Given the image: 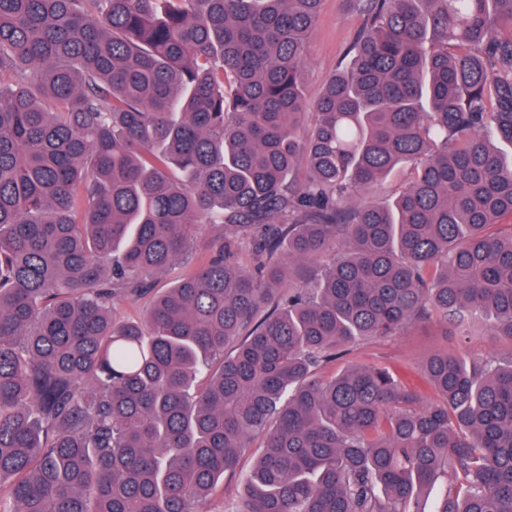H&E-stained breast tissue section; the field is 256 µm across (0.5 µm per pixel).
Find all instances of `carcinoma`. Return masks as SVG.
<instances>
[{
  "instance_id": "cac0c4a2",
  "label": "carcinoma",
  "mask_w": 512,
  "mask_h": 512,
  "mask_svg": "<svg viewBox=\"0 0 512 512\" xmlns=\"http://www.w3.org/2000/svg\"><path fill=\"white\" fill-rule=\"evenodd\" d=\"M351 2L310 102L322 0H0V512H204L257 437L224 512H512V357L319 375L512 340V0ZM361 17L347 0H324L311 35L303 79L307 98L316 100L327 80L338 70L361 25ZM438 351L485 360L508 356L512 353V341L491 336L487 321L480 315L473 319L467 330L448 327V334L442 323L426 319L396 336L372 338L353 347L340 360L326 365L320 372L327 378L345 364L415 369L424 358Z\"/></svg>"
}]
</instances>
